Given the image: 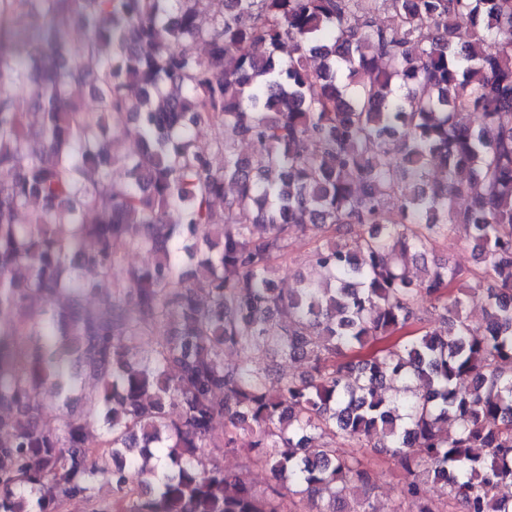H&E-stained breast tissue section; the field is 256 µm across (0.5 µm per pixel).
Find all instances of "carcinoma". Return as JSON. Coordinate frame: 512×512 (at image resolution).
<instances>
[{
  "label": "carcinoma",
  "mask_w": 512,
  "mask_h": 512,
  "mask_svg": "<svg viewBox=\"0 0 512 512\" xmlns=\"http://www.w3.org/2000/svg\"><path fill=\"white\" fill-rule=\"evenodd\" d=\"M457 232L475 269L407 274ZM298 233L318 279L285 294ZM279 359L307 371L273 392ZM338 440L396 459L418 512H512V0H0V512H373ZM195 463L200 469H208L212 467L213 464L218 463L223 465L226 471L235 472L238 469L240 458L233 453H227L222 457L212 454L209 449H205V451L198 456Z\"/></svg>",
  "instance_id": "obj_1"
}]
</instances>
